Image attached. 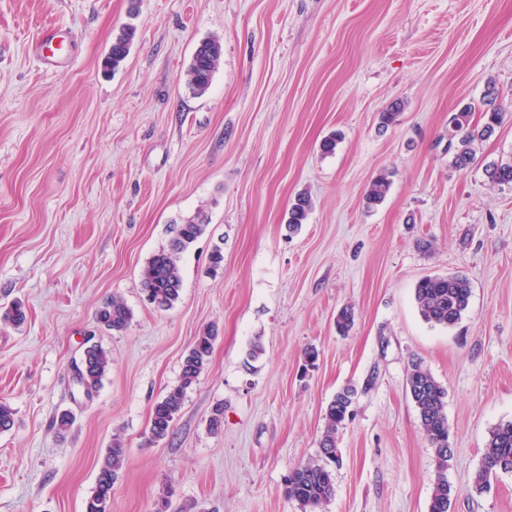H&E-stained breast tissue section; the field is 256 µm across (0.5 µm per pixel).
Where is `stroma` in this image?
<instances>
[{
    "instance_id": "stroma-1",
    "label": "stroma",
    "mask_w": 512,
    "mask_h": 512,
    "mask_svg": "<svg viewBox=\"0 0 512 512\" xmlns=\"http://www.w3.org/2000/svg\"><path fill=\"white\" fill-rule=\"evenodd\" d=\"M130 24L129 56L104 71ZM46 27L45 60L31 44ZM213 37L221 63L196 97L185 73ZM490 82L503 124L456 169L448 117L481 107ZM396 100L397 124L380 127ZM506 159L512 0H0V309L27 314L0 325V401L15 411L0 433V512H84L116 434L126 456L110 512H155L168 485L174 512H302L284 479L317 456L347 386L355 410L323 512H427L436 467L406 392L416 360L447 393L450 512H512V473L472 488L490 430L512 422V186L484 174ZM382 171L390 191L366 209ZM303 191L313 208L293 234L286 213ZM200 210L180 298L155 309L140 272ZM455 273L472 285L462 320L425 321L416 283ZM115 294L134 314L122 333L96 321ZM211 324L207 368L168 436L147 442L154 403ZM94 343L112 364L88 397L73 373Z\"/></svg>"
}]
</instances>
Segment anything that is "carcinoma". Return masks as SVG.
I'll return each mask as SVG.
<instances>
[{"instance_id": "obj_1", "label": "carcinoma", "mask_w": 512, "mask_h": 512, "mask_svg": "<svg viewBox=\"0 0 512 512\" xmlns=\"http://www.w3.org/2000/svg\"><path fill=\"white\" fill-rule=\"evenodd\" d=\"M136 29L128 26L112 43L103 60L107 71L117 70L128 57ZM223 49L217 38L201 41L186 71V85L196 96L204 95L220 65ZM472 107L460 108L450 119L448 151L452 153L455 167L465 169L472 165L477 146L490 138L504 119V108L497 102L495 84L490 82L483 95V110L478 121H473ZM485 174L494 185H512V160L486 165ZM391 187L389 173H379L368 185L364 195L368 208L380 205ZM312 209L311 198L305 193L295 196L288 209L287 224L291 232L298 231L307 223ZM208 224V216L199 211L172 228V237L166 248L155 253L141 271V285L145 300L162 310L169 309L179 299L182 277L179 267L180 254L196 241ZM415 301L421 316L428 322L444 327L456 325L467 310L472 294L471 282L460 274L426 276L414 289ZM133 313L123 298L114 295L106 300L97 312L101 326L115 332L126 330ZM217 338V329L211 325L196 337L183 358L180 382L157 401L151 411L149 436L153 443L166 437L172 422L181 411L187 390L195 384L207 368ZM111 365L107 351L99 345L86 348L80 364L75 366L74 379L89 394L97 391ZM406 391L413 401L420 427L434 453L437 472L448 470L453 457L449 450L446 392L428 369L420 362H412L406 374ZM355 390L347 387L336 393L328 404L326 427L319 441L317 458L299 464L284 481L283 494L298 502L304 512H316L332 496L335 476L331 465L339 461L336 434L348 419V411L354 401ZM125 460L124 442L116 435L100 464L93 494L86 501L84 512H110L112 485ZM512 472V423L498 425L489 432L482 463L473 477V489L480 493L493 475ZM452 490L448 480L435 482L428 512H450Z\"/></svg>"}]
</instances>
